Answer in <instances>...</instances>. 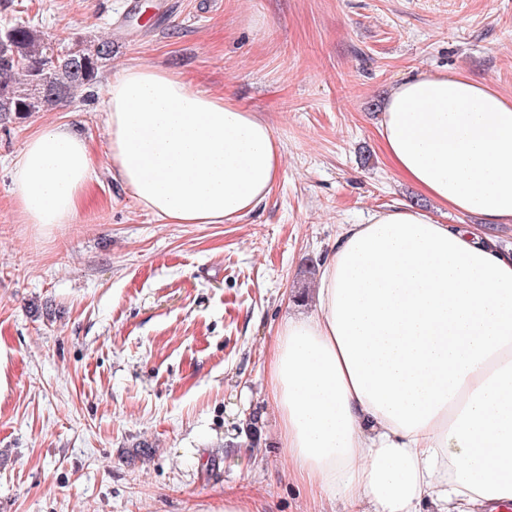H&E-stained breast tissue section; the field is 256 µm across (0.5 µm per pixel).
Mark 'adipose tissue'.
<instances>
[{
	"instance_id": "ef3b65f1",
	"label": "adipose tissue",
	"mask_w": 512,
	"mask_h": 512,
	"mask_svg": "<svg viewBox=\"0 0 512 512\" xmlns=\"http://www.w3.org/2000/svg\"><path fill=\"white\" fill-rule=\"evenodd\" d=\"M105 127L115 177L167 224H229L283 172L270 125L177 74L131 64L112 77ZM394 171L477 224L408 204L344 227L310 314L267 350L288 474L343 512H498L512 502V96L462 74L398 84L379 122ZM93 171L68 126L12 163L28 224H63Z\"/></svg>"
}]
</instances>
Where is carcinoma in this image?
<instances>
[{
	"label": "carcinoma",
	"instance_id": "carcinoma-1",
	"mask_svg": "<svg viewBox=\"0 0 512 512\" xmlns=\"http://www.w3.org/2000/svg\"><path fill=\"white\" fill-rule=\"evenodd\" d=\"M112 45L86 38L56 49L26 23L0 29V117L50 111L94 86Z\"/></svg>",
	"mask_w": 512,
	"mask_h": 512
}]
</instances>
